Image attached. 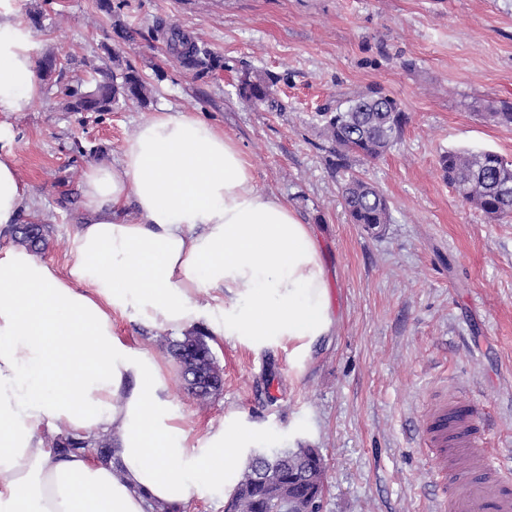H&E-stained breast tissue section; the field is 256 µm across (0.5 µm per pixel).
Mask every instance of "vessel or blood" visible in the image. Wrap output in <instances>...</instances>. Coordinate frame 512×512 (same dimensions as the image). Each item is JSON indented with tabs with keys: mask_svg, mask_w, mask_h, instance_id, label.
<instances>
[{
	"mask_svg": "<svg viewBox=\"0 0 512 512\" xmlns=\"http://www.w3.org/2000/svg\"><path fill=\"white\" fill-rule=\"evenodd\" d=\"M418 446L440 490L436 512H512V470L498 462L470 403L434 399Z\"/></svg>",
	"mask_w": 512,
	"mask_h": 512,
	"instance_id": "vessel-or-blood-1",
	"label": "vessel or blood"
}]
</instances>
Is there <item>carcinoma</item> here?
<instances>
[{
	"label": "carcinoma",
	"mask_w": 512,
	"mask_h": 512,
	"mask_svg": "<svg viewBox=\"0 0 512 512\" xmlns=\"http://www.w3.org/2000/svg\"><path fill=\"white\" fill-rule=\"evenodd\" d=\"M167 44L181 63L205 74L220 66V60L209 51L188 40L176 29L170 30ZM54 53L38 62L42 80L56 85L65 98L67 112H110L122 102L149 103L150 90L144 78L128 66L119 74L103 76L88 89L81 84H63V64ZM277 77L271 74L245 75L238 86L241 97L253 104L274 102L273 87ZM328 141L336 149V167H346L347 154L375 160L387 152L400 138L407 122L397 101L382 88L371 86L355 92L336 106L319 113ZM444 181L454 187L463 201L475 206L494 221L512 218V160L491 152H444L439 157ZM345 210L355 224L375 229L390 222L389 204L374 184L352 177L342 187ZM46 226L16 224L6 235L15 242L39 253L47 245ZM168 353L179 361L187 391L199 400L210 397L205 378L217 371L208 334L195 330L169 342ZM98 448L101 459L112 455V443L106 437L96 442L74 436H57L51 447L62 454H80L89 445ZM271 471L275 479L265 480L259 470ZM326 462L316 448H281L271 452L258 451L249 461L235 484L227 502L226 512H275L283 502L300 499L315 486L325 488Z\"/></svg>",
	"instance_id": "obj_1"
}]
</instances>
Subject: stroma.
I'll use <instances>...</instances> for the list:
<instances>
[{
  "instance_id": "stroma-1",
  "label": "stroma",
  "mask_w": 512,
  "mask_h": 512,
  "mask_svg": "<svg viewBox=\"0 0 512 512\" xmlns=\"http://www.w3.org/2000/svg\"><path fill=\"white\" fill-rule=\"evenodd\" d=\"M45 14L38 54L78 60L69 80L135 68L147 106L67 112L44 91L37 107L0 114L33 210L49 227L43 260L65 270L81 211V175L114 164L139 124L169 107L195 112L233 137L257 185L285 198L311 227L329 283L333 335L290 355L225 333L209 344L222 390L189 395L170 362L174 413L193 439L237 415L260 448H316L327 464L322 512H434L432 465L415 445L430 400L475 404L502 458L512 459V222L463 203L438 170L446 151L491 150L512 160V126L488 112L512 104V0H124L106 16L96 0H17ZM121 21L133 38H116ZM176 28L218 56L199 75L156 31ZM277 75L278 107L238 95L246 73ZM381 86L406 113L382 157L349 155L335 169L317 114ZM377 185L391 221L352 223L345 175ZM121 340L166 358L164 333L120 318Z\"/></svg>"
}]
</instances>
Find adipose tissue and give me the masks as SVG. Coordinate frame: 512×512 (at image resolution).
<instances>
[{
    "label": "adipose tissue",
    "instance_id": "obj_1",
    "mask_svg": "<svg viewBox=\"0 0 512 512\" xmlns=\"http://www.w3.org/2000/svg\"><path fill=\"white\" fill-rule=\"evenodd\" d=\"M36 37L0 0V113L42 98ZM66 272L0 250V512H149L181 505L199 471L223 478L250 442L228 423L194 441L170 411L163 362L113 331L127 317L183 335L209 309L223 329L311 345L333 318L307 224L259 189L238 144L192 112L142 122L111 166L82 173ZM31 190L0 145V231L33 218ZM207 293L211 308L196 296ZM108 436L111 460L64 456L56 435Z\"/></svg>",
    "mask_w": 512,
    "mask_h": 512
}]
</instances>
